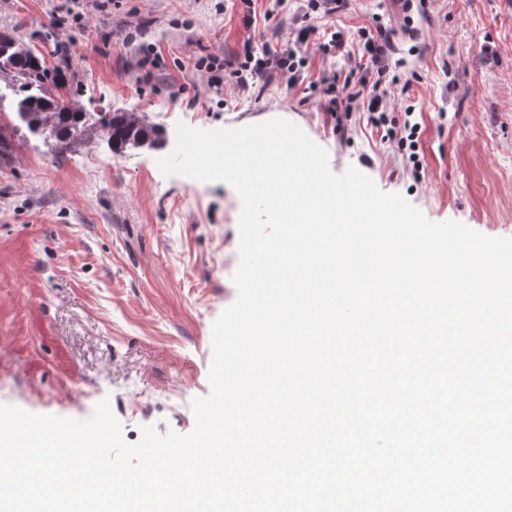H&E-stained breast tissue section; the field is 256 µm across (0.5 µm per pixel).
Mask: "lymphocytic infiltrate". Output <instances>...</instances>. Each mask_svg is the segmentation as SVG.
Returning <instances> with one entry per match:
<instances>
[{"instance_id":"1","label":"lymphocytic infiltrate","mask_w":512,"mask_h":512,"mask_svg":"<svg viewBox=\"0 0 512 512\" xmlns=\"http://www.w3.org/2000/svg\"><path fill=\"white\" fill-rule=\"evenodd\" d=\"M312 34L311 28H304L297 36L296 44L287 46L279 52L257 51L252 43H244L238 54L239 64L233 76L239 88H249L250 84L276 75L286 87H294L303 77V69L307 61L302 53L303 44L307 43ZM391 43V33L379 28L376 31L361 30L354 41H347L342 33H324L319 47L325 55L351 57L352 53H361L375 66L376 78L362 76L358 83L338 81L336 77H324L318 87V93L324 99L323 109L330 112L336 120L347 117L351 104L362 101L368 112V120L373 127L385 128L387 139L396 141L399 148L409 149V159L413 165H420L418 142L421 127L414 119L413 106L403 109L405 120L402 127L390 125L387 115L388 91L385 77L390 68L385 64L386 51Z\"/></svg>"}]
</instances>
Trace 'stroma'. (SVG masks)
Instances as JSON below:
<instances>
[{"mask_svg":"<svg viewBox=\"0 0 512 512\" xmlns=\"http://www.w3.org/2000/svg\"><path fill=\"white\" fill-rule=\"evenodd\" d=\"M426 2L404 12L400 0H348L309 17L288 0L250 24L238 0H113L87 29L34 43L81 111L146 113L164 143L119 155L91 135L59 156L54 141L27 135L0 160V404L85 419L106 399L131 443L144 425L193 430L190 402L210 391L212 327L238 295L242 203L226 183L161 173L180 121L216 130L289 120L327 150L333 172L356 167L432 221L512 237V0ZM67 3L0 0V30L52 26ZM309 24L348 38L391 30L409 78L391 102L415 107L420 170L365 113L337 129L311 85L327 70L348 77L352 64L317 40L292 89L275 77L246 91L228 81L219 97L195 67L206 55L233 63L247 38L279 49Z\"/></svg>","mask_w":512,"mask_h":512,"instance_id":"obj_1","label":"stroma"}]
</instances>
